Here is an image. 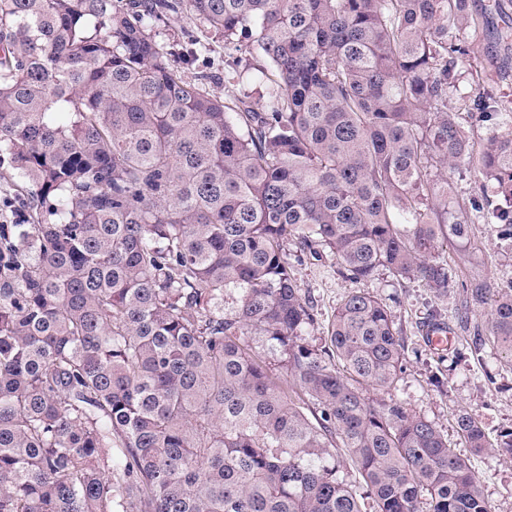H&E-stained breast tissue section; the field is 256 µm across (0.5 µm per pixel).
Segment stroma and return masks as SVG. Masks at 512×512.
<instances>
[{
    "instance_id": "1",
    "label": "stroma",
    "mask_w": 512,
    "mask_h": 512,
    "mask_svg": "<svg viewBox=\"0 0 512 512\" xmlns=\"http://www.w3.org/2000/svg\"><path fill=\"white\" fill-rule=\"evenodd\" d=\"M154 31L164 43L199 42L202 53L192 69L212 74L210 93L224 96L222 76L228 54L222 32L186 12L163 16ZM460 38L477 44L478 50L457 66L448 106L457 111L461 122L473 127L474 148L479 151L490 128L512 126V39L501 42L470 30ZM488 98L497 101L498 111L478 120L473 104ZM286 251L297 282L316 314L306 340L321 346L329 320L353 284L337 274L335 256L321 248L304 246L292 238ZM446 254L458 274L446 295H435L417 281H395L384 271L363 287L387 304L402 330L405 360L393 397L432 421L457 453L470 461L491 512H512V457L476 453L460 437L455 423L459 411L465 410L479 417L489 437L512 429V365L489 345L480 353H472L475 342L489 334L488 308L465 305L466 290L475 279L498 286L512 282V242L499 236L495 219L489 217L471 225L469 242L449 240ZM435 318L445 320L454 336L450 350L437 351L422 337L423 327Z\"/></svg>"
}]
</instances>
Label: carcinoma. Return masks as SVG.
<instances>
[{"label":"carcinoma","mask_w":512,"mask_h":512,"mask_svg":"<svg viewBox=\"0 0 512 512\" xmlns=\"http://www.w3.org/2000/svg\"><path fill=\"white\" fill-rule=\"evenodd\" d=\"M184 10L243 54L222 99L155 39ZM471 28L470 0H0V154L29 184L27 223L0 224V512H490L391 394L386 303L352 290L310 346L285 250L444 294L466 166L512 239V126L477 154L448 110ZM491 295L512 361V287L466 304ZM457 427L512 456V429Z\"/></svg>","instance_id":"1"}]
</instances>
